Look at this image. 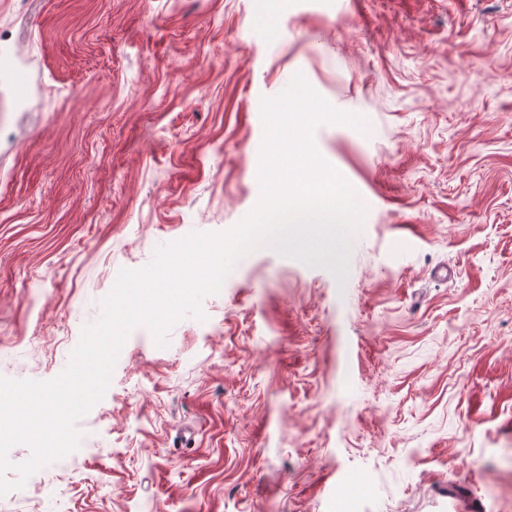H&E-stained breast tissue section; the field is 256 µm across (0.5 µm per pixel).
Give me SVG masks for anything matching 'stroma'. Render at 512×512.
<instances>
[{"label": "stroma", "mask_w": 512, "mask_h": 512, "mask_svg": "<svg viewBox=\"0 0 512 512\" xmlns=\"http://www.w3.org/2000/svg\"><path fill=\"white\" fill-rule=\"evenodd\" d=\"M269 2L0 0V377L56 378L120 270L253 210L295 73L369 126L314 134L367 207L346 281L261 247L166 347L132 329L0 512H512V0Z\"/></svg>", "instance_id": "35a3bbf8"}]
</instances>
